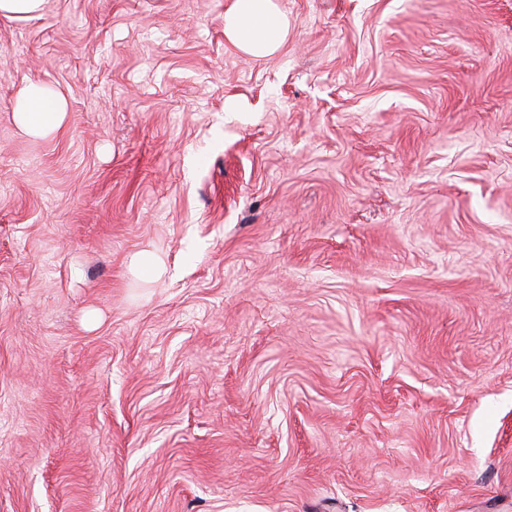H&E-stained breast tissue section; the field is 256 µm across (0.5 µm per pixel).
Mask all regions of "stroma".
Listing matches in <instances>:
<instances>
[{
	"mask_svg": "<svg viewBox=\"0 0 512 512\" xmlns=\"http://www.w3.org/2000/svg\"><path fill=\"white\" fill-rule=\"evenodd\" d=\"M232 3L0 19V512H512V0ZM224 33L233 45L261 58L281 47L287 24L272 0H234L224 15ZM64 100L56 92L33 82L27 87L15 122L21 133L34 139L52 136L64 120Z\"/></svg>",
	"mask_w": 512,
	"mask_h": 512,
	"instance_id": "1",
	"label": "stroma"
}]
</instances>
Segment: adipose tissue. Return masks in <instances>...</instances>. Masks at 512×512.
<instances>
[{
    "label": "adipose tissue",
    "mask_w": 512,
    "mask_h": 512,
    "mask_svg": "<svg viewBox=\"0 0 512 512\" xmlns=\"http://www.w3.org/2000/svg\"><path fill=\"white\" fill-rule=\"evenodd\" d=\"M224 32L233 45L261 58L272 55L281 47L287 24L273 0H234L224 16ZM64 115L63 98L33 82L24 93L15 122L21 133L43 139L55 134Z\"/></svg>",
    "instance_id": "1"
}]
</instances>
